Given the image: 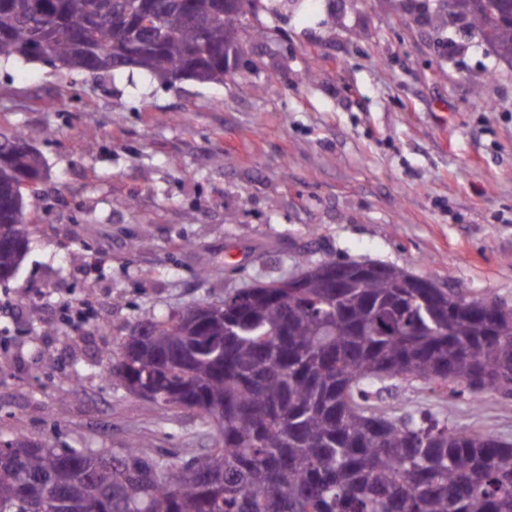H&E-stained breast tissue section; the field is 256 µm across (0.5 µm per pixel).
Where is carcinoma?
I'll list each match as a JSON object with an SVG mask.
<instances>
[{"mask_svg": "<svg viewBox=\"0 0 512 512\" xmlns=\"http://www.w3.org/2000/svg\"><path fill=\"white\" fill-rule=\"evenodd\" d=\"M255 0H0V62L93 75L228 77L234 17ZM512 63V0H442ZM42 177L35 152L0 151V270L30 225L13 186ZM397 265L383 278L296 294L237 288L205 318L140 324L116 373L162 412H187L206 447L180 460L125 448H0V512H512V443L430 412L393 418L376 399L419 381L442 398L512 397V318L445 288L432 300ZM56 489L57 500L45 493Z\"/></svg>", "mask_w": 512, "mask_h": 512, "instance_id": "cac0c4a2", "label": "carcinoma"}]
</instances>
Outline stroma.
I'll list each match as a JSON object with an SVG mask.
<instances>
[{"mask_svg": "<svg viewBox=\"0 0 512 512\" xmlns=\"http://www.w3.org/2000/svg\"><path fill=\"white\" fill-rule=\"evenodd\" d=\"M279 2L256 0L221 85L0 63V135L52 132L34 142L28 250L0 281V439L122 448L137 434L147 455H183L192 417L164 420L121 386L118 343L301 253L512 308V65L456 19L428 25L440 0ZM379 404L512 441V397L475 412L400 383Z\"/></svg>", "mask_w": 512, "mask_h": 512, "instance_id": "1", "label": "stroma"}]
</instances>
